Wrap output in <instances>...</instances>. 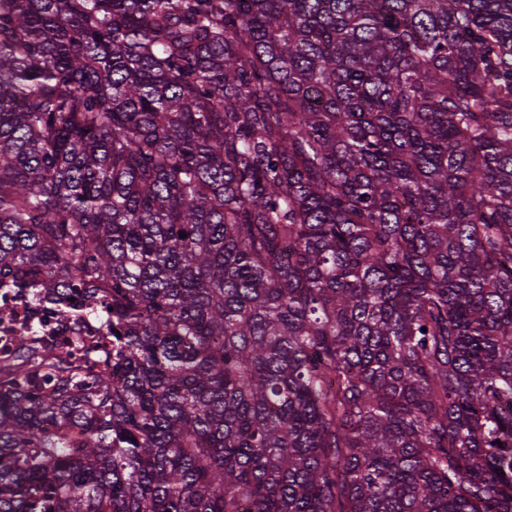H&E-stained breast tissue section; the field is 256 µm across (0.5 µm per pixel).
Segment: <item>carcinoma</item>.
<instances>
[{
	"instance_id": "obj_1",
	"label": "carcinoma",
	"mask_w": 512,
	"mask_h": 512,
	"mask_svg": "<svg viewBox=\"0 0 512 512\" xmlns=\"http://www.w3.org/2000/svg\"><path fill=\"white\" fill-rule=\"evenodd\" d=\"M3 286L0 512H512V0H0ZM33 305L27 299H19L12 290L1 288L0 290V365L11 362L16 353L12 336L25 330L28 336L38 342L40 336H66L68 343L61 342V348H69L72 360L81 361V348L77 341L85 344L95 343L99 336L105 334V325L100 315L85 318L81 321H72L59 327L54 326L52 318L43 323L30 314Z\"/></svg>"
}]
</instances>
